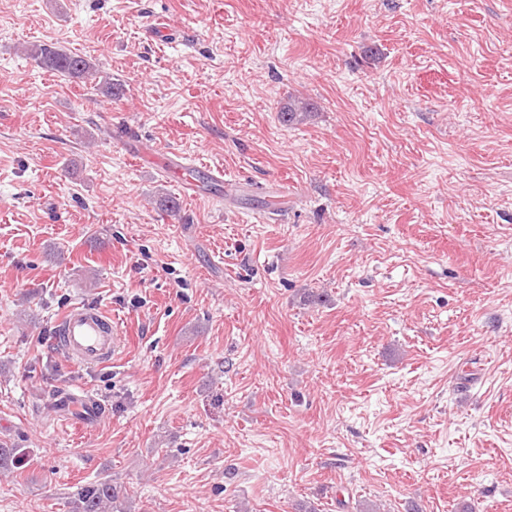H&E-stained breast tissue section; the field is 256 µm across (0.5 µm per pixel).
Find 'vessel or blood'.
Instances as JSON below:
<instances>
[{"label":"vessel or blood","instance_id":"b4317fda","mask_svg":"<svg viewBox=\"0 0 512 512\" xmlns=\"http://www.w3.org/2000/svg\"><path fill=\"white\" fill-rule=\"evenodd\" d=\"M58 342L73 361L85 365L105 364L116 354L120 328L110 315L85 304L70 309L61 318Z\"/></svg>","mask_w":512,"mask_h":512}]
</instances>
